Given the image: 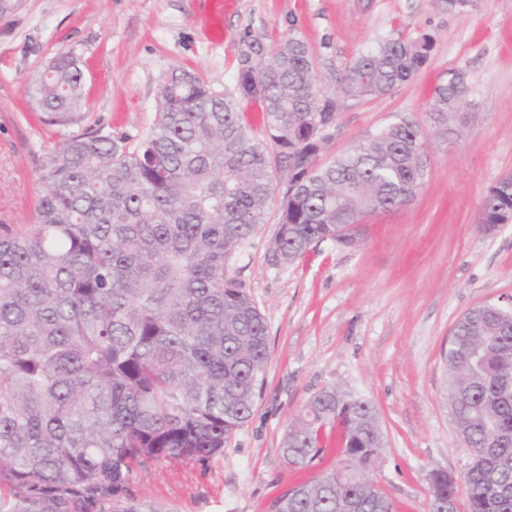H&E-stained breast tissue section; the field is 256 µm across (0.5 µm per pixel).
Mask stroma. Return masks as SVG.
Wrapping results in <instances>:
<instances>
[{
    "label": "stroma",
    "instance_id": "obj_1",
    "mask_svg": "<svg viewBox=\"0 0 512 512\" xmlns=\"http://www.w3.org/2000/svg\"><path fill=\"white\" fill-rule=\"evenodd\" d=\"M399 33L432 39L428 67L389 94L344 100L320 158L406 116L429 135L423 185L407 205L367 218L355 244L321 241L289 266L269 253L281 203L273 196L229 264L269 332L252 416L223 454L139 473L135 500L161 512H272L297 483L343 462L331 428L312 467L279 454L289 423L332 385L375 407L385 446L370 476L394 512H428L432 470L462 477L472 451L444 400L451 329L476 305L512 299V224H479L489 189L512 173V0L452 9L445 0H9L0 9V224L33 223L40 165L72 133L42 122L28 90L61 52L83 71V126L134 142L154 121L164 74L234 90L244 37L270 49L302 38L318 89L331 93L345 61ZM459 68L467 102L440 135L431 92Z\"/></svg>",
    "mask_w": 512,
    "mask_h": 512
}]
</instances>
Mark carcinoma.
Returning a JSON list of instances; mask_svg holds the SVG:
<instances>
[{
	"mask_svg": "<svg viewBox=\"0 0 512 512\" xmlns=\"http://www.w3.org/2000/svg\"><path fill=\"white\" fill-rule=\"evenodd\" d=\"M433 42L378 40L345 62L344 98L386 95L428 64ZM236 90L161 79L149 131L73 133L40 167L36 223L0 224V512L114 509L139 471L203 462L251 417L265 381L268 328L229 274L281 188L270 253L292 265L314 242H353L363 221L409 203L423 183L426 129L401 117L323 162L338 97L319 93L308 44L242 39ZM465 73L434 88L430 119L448 128ZM46 122L82 120L83 73L70 51L31 79ZM245 102L261 105L266 140ZM512 219V176L485 197L480 224ZM448 413L479 461L465 472L468 512H512V306L469 309L448 346ZM338 429L356 469L337 468L278 499L281 512H393L369 471L385 447L372 402L341 386L315 393L279 451L302 469ZM429 512H457V484ZM242 112L243 121L255 139H266L263 113L259 104L244 105Z\"/></svg>",
	"mask_w": 512,
	"mask_h": 512,
	"instance_id": "carcinoma-1",
	"label": "carcinoma"
}]
</instances>
